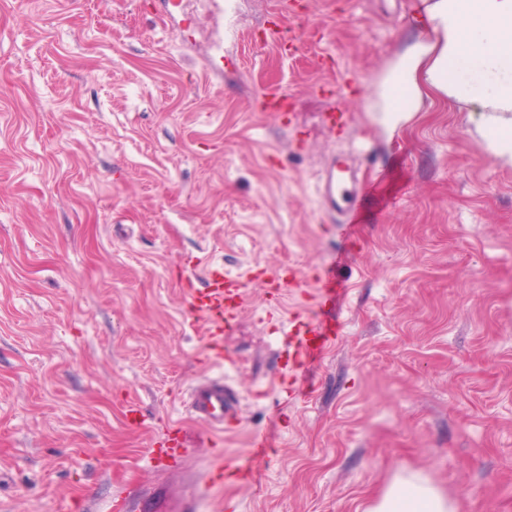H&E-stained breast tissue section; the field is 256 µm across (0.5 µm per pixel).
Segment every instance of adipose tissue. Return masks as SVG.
<instances>
[{
    "mask_svg": "<svg viewBox=\"0 0 512 512\" xmlns=\"http://www.w3.org/2000/svg\"><path fill=\"white\" fill-rule=\"evenodd\" d=\"M415 40L379 82L371 111L389 130L424 101L445 96L479 114L477 131L500 166L512 168V0H424ZM373 512H458L422 474L398 477Z\"/></svg>",
    "mask_w": 512,
    "mask_h": 512,
    "instance_id": "ef3b65f1",
    "label": "adipose tissue"
}]
</instances>
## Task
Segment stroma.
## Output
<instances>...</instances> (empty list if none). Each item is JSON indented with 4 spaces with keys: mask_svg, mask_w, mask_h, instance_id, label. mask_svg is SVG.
I'll return each instance as SVG.
<instances>
[{
    "mask_svg": "<svg viewBox=\"0 0 512 512\" xmlns=\"http://www.w3.org/2000/svg\"><path fill=\"white\" fill-rule=\"evenodd\" d=\"M417 2L0 0V512H371L411 472L512 512V168L455 100L392 135L367 110ZM338 157L373 188L351 229L318 194ZM195 264L251 274L220 436L184 406ZM289 266L304 287L273 295ZM329 267L344 328L280 404L281 324ZM175 421L181 458L149 460Z\"/></svg>",
    "mask_w": 512,
    "mask_h": 512,
    "instance_id": "stroma-1",
    "label": "stroma"
}]
</instances>
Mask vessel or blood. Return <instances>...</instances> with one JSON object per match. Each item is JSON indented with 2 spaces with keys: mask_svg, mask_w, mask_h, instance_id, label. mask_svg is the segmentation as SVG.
Wrapping results in <instances>:
<instances>
[{
  "mask_svg": "<svg viewBox=\"0 0 512 512\" xmlns=\"http://www.w3.org/2000/svg\"><path fill=\"white\" fill-rule=\"evenodd\" d=\"M363 188L359 183L340 189L336 186L335 170H328L320 187L323 198L335 201L343 197L345 204L341 214L354 212L355 203ZM318 288L319 311L312 319L293 320L290 336L295 342V363L299 368H307L320 360L327 348L334 342L342 324L336 312L342 291L336 286V272L325 269L320 274ZM246 295V282L243 276L224 271L218 265H209L205 272L204 287L188 286L185 300L188 308L200 323L203 332L202 350L207 356L210 368L223 367L224 333L241 310ZM187 407L194 418L208 422L215 432H223L224 424L232 418L228 405V389L223 378L213 377L194 385L188 393Z\"/></svg>",
  "mask_w": 512,
  "mask_h": 512,
  "instance_id": "obj_1",
  "label": "vessel or blood"
}]
</instances>
